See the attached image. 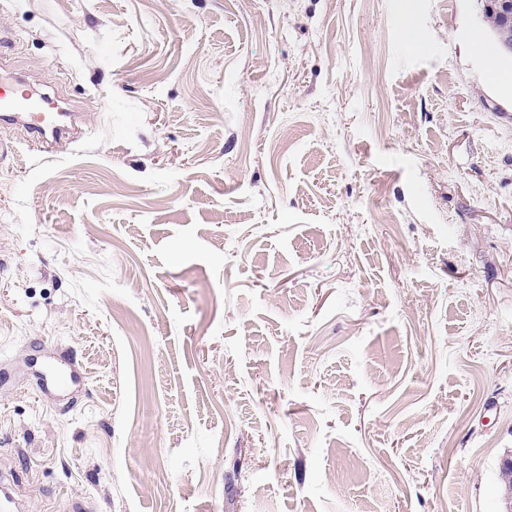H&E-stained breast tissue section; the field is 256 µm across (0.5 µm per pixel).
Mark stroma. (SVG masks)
Segmentation results:
<instances>
[{"label": "stroma", "mask_w": 512, "mask_h": 512, "mask_svg": "<svg viewBox=\"0 0 512 512\" xmlns=\"http://www.w3.org/2000/svg\"><path fill=\"white\" fill-rule=\"evenodd\" d=\"M0 30L87 113L54 157L0 131L24 512H502L512 60L480 0H0ZM63 351L80 381L39 387Z\"/></svg>", "instance_id": "1"}]
</instances>
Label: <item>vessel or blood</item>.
<instances>
[{"label": "vessel or blood", "mask_w": 512, "mask_h": 512, "mask_svg": "<svg viewBox=\"0 0 512 512\" xmlns=\"http://www.w3.org/2000/svg\"><path fill=\"white\" fill-rule=\"evenodd\" d=\"M86 118L83 112H50L43 97L24 75L0 79V126L20 131L25 142L41 153H54L79 141Z\"/></svg>", "instance_id": "1"}]
</instances>
